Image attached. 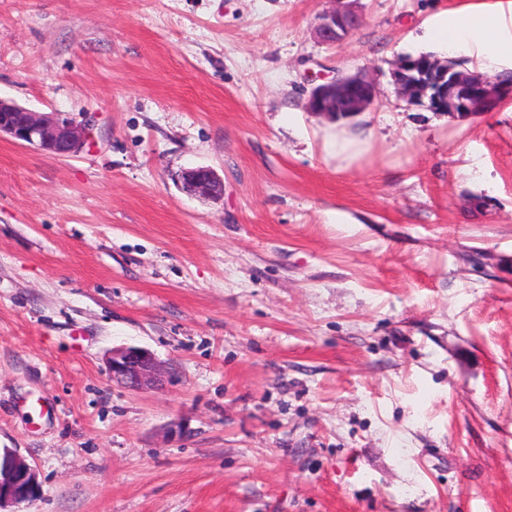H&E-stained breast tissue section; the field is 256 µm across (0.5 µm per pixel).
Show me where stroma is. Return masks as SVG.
<instances>
[{
  "mask_svg": "<svg viewBox=\"0 0 512 512\" xmlns=\"http://www.w3.org/2000/svg\"><path fill=\"white\" fill-rule=\"evenodd\" d=\"M471 2L359 0L329 46L328 0H0V97L90 130L0 140V448L40 484L0 512H512V97L393 78ZM358 72L370 110L306 111ZM335 6L319 15L316 34L325 43H339L353 32L362 18L356 10L358 0H330ZM181 188L188 194L216 198L224 193V183L206 167L184 169L178 174ZM107 365L112 381L129 390L157 384L163 377L158 360L142 347L130 346L112 350Z\"/></svg>",
  "mask_w": 512,
  "mask_h": 512,
  "instance_id": "stroma-1",
  "label": "stroma"
}]
</instances>
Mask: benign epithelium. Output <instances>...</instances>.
<instances>
[{
    "instance_id": "7a95c632",
    "label": "benign epithelium",
    "mask_w": 512,
    "mask_h": 512,
    "mask_svg": "<svg viewBox=\"0 0 512 512\" xmlns=\"http://www.w3.org/2000/svg\"><path fill=\"white\" fill-rule=\"evenodd\" d=\"M334 7L319 15L316 34L325 43H339L353 32L362 18L358 0H332ZM394 82L409 104L424 105L435 112L468 116L494 109L512 94V82L500 83L484 75L465 72L427 56H407L397 61ZM377 96L372 78L357 73L316 86L305 108L333 120L353 117L370 108ZM89 132L83 124L56 114L35 112L0 98V137L30 145L59 157L73 156L84 148ZM181 188L192 195L216 198L224 193V183L206 167L184 169L178 174ZM112 381L129 390L158 383L163 370L155 356L142 347L112 351L107 359ZM37 473L18 452L0 455V506L30 501L36 493Z\"/></svg>"
}]
</instances>
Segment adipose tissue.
<instances>
[{"mask_svg":"<svg viewBox=\"0 0 512 512\" xmlns=\"http://www.w3.org/2000/svg\"><path fill=\"white\" fill-rule=\"evenodd\" d=\"M512 0L491 6L477 5L436 16L422 40L438 52L475 59L490 77L512 74Z\"/></svg>","mask_w":512,"mask_h":512,"instance_id":"ef3b65f1","label":"adipose tissue"}]
</instances>
